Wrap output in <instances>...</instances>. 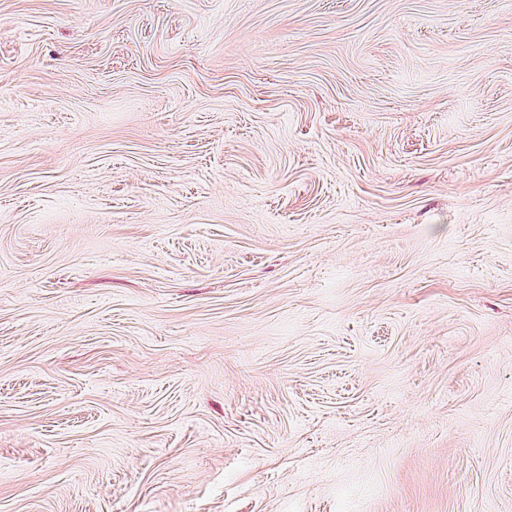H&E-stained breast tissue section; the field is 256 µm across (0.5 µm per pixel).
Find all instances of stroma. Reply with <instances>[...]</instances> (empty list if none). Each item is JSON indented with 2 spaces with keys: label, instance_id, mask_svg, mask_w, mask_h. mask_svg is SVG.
Wrapping results in <instances>:
<instances>
[{
  "label": "stroma",
  "instance_id": "stroma-1",
  "mask_svg": "<svg viewBox=\"0 0 512 512\" xmlns=\"http://www.w3.org/2000/svg\"><path fill=\"white\" fill-rule=\"evenodd\" d=\"M0 512H512V0H0Z\"/></svg>",
  "mask_w": 512,
  "mask_h": 512
}]
</instances>
